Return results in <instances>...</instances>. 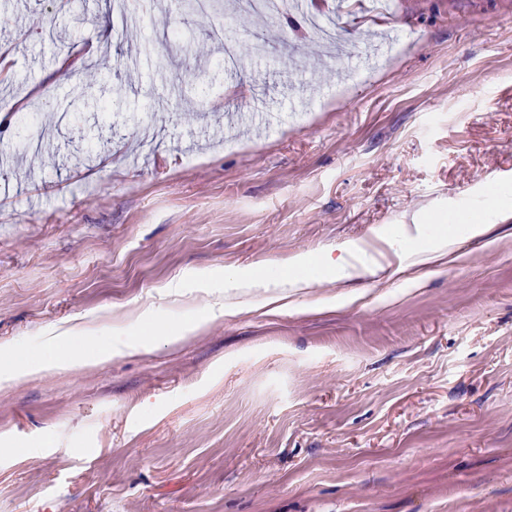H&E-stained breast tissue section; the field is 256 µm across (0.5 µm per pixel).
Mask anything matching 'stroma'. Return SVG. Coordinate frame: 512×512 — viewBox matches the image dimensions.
<instances>
[{
    "label": "stroma",
    "instance_id": "obj_1",
    "mask_svg": "<svg viewBox=\"0 0 512 512\" xmlns=\"http://www.w3.org/2000/svg\"><path fill=\"white\" fill-rule=\"evenodd\" d=\"M221 2L0 0V354L162 325L0 382V512H512V0H320L358 68ZM452 219L492 236L414 264ZM349 246L350 304L224 286ZM77 325H72L65 328L55 329L50 332V342L56 347L70 349L68 358L65 360L69 364H99L105 361L112 354V345L103 349L95 356L91 357L88 354L78 350L71 344L70 336L81 334Z\"/></svg>",
    "mask_w": 512,
    "mask_h": 512
}]
</instances>
